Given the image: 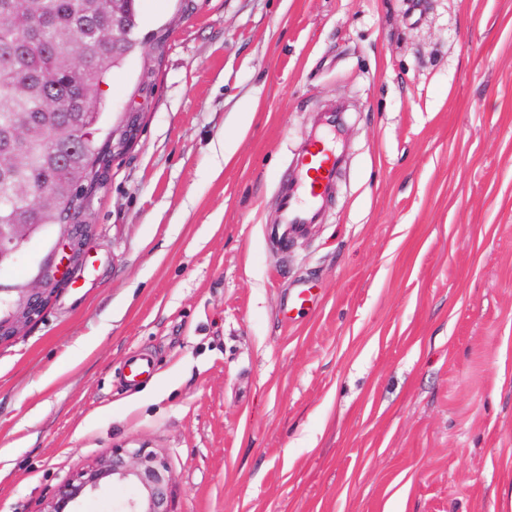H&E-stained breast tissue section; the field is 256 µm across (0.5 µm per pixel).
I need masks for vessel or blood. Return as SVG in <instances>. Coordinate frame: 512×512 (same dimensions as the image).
<instances>
[{
  "instance_id": "b4317fda",
  "label": "vessel or blood",
  "mask_w": 512,
  "mask_h": 512,
  "mask_svg": "<svg viewBox=\"0 0 512 512\" xmlns=\"http://www.w3.org/2000/svg\"><path fill=\"white\" fill-rule=\"evenodd\" d=\"M293 183L281 197V223L286 238L304 235L318 223L323 201L336 179V153L325 139L305 147L293 167Z\"/></svg>"
}]
</instances>
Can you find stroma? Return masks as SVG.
Returning a JSON list of instances; mask_svg holds the SVG:
<instances>
[{"instance_id": "1", "label": "stroma", "mask_w": 512, "mask_h": 512, "mask_svg": "<svg viewBox=\"0 0 512 512\" xmlns=\"http://www.w3.org/2000/svg\"><path fill=\"white\" fill-rule=\"evenodd\" d=\"M137 36L84 267L0 344V512L142 443L174 512H512V0H138ZM294 184L281 197V224L290 239L307 233L317 224L327 190L336 179V153L319 138L305 147L293 167Z\"/></svg>"}]
</instances>
